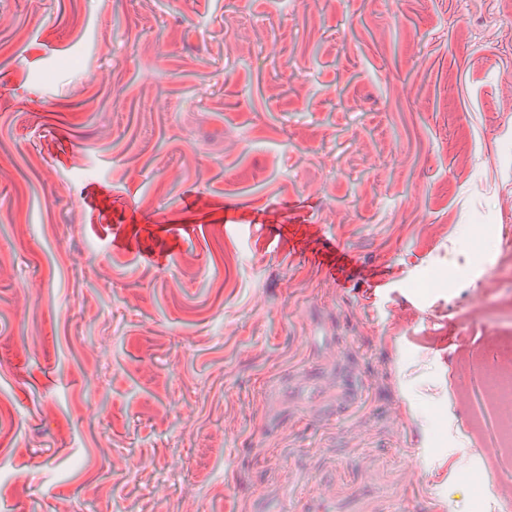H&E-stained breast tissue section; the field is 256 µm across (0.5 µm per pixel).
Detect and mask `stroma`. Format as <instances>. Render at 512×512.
Returning a JSON list of instances; mask_svg holds the SVG:
<instances>
[{
    "instance_id": "obj_1",
    "label": "stroma",
    "mask_w": 512,
    "mask_h": 512,
    "mask_svg": "<svg viewBox=\"0 0 512 512\" xmlns=\"http://www.w3.org/2000/svg\"><path fill=\"white\" fill-rule=\"evenodd\" d=\"M506 224L512 0H0V512H499ZM336 250H339L335 245L332 244V246H326L322 250V255L320 256L319 253H317V263L318 265L325 270L329 275L336 276L337 279L340 278V276H343L345 273V263L343 262L344 259L350 257L344 253L343 251H339L336 253ZM315 260V262H316Z\"/></svg>"
}]
</instances>
